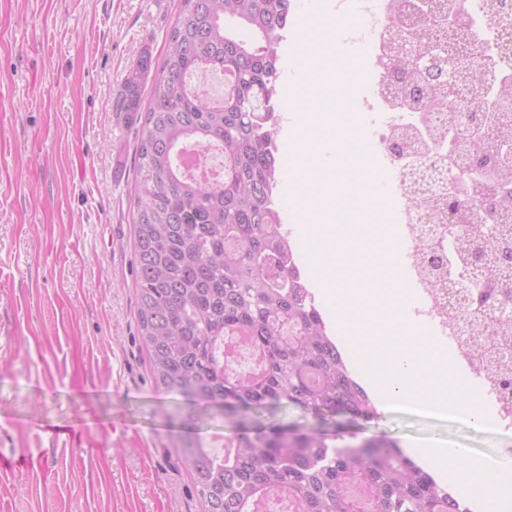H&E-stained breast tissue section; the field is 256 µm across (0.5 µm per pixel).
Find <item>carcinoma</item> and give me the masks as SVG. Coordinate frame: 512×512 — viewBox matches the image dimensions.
I'll return each mask as SVG.
<instances>
[{
  "instance_id": "cac0c4a2",
  "label": "carcinoma",
  "mask_w": 512,
  "mask_h": 512,
  "mask_svg": "<svg viewBox=\"0 0 512 512\" xmlns=\"http://www.w3.org/2000/svg\"><path fill=\"white\" fill-rule=\"evenodd\" d=\"M293 0H181L162 64L143 50L112 103L117 122L137 130L134 250L137 320L158 387L206 410L232 401L246 412L262 403L369 415L374 406L349 374L296 265L275 197L283 32ZM251 33L245 41L230 24ZM224 75L215 104L186 83L194 73ZM416 98L442 89L397 68ZM151 78L148 104L142 86ZM211 147L224 158L210 183L185 173L182 151ZM460 192L474 233L507 239L495 211ZM243 335L264 354L256 378L224 367V337ZM202 512H273L282 493L295 512H361L347 487L362 484L372 512H471L448 487L377 438L339 449L329 434L241 432L217 452L187 436L179 445Z\"/></svg>"
}]
</instances>
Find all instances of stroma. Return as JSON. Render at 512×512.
Returning a JSON list of instances; mask_svg holds the SVG:
<instances>
[{"instance_id": "35a3bbf8", "label": "stroma", "mask_w": 512, "mask_h": 512, "mask_svg": "<svg viewBox=\"0 0 512 512\" xmlns=\"http://www.w3.org/2000/svg\"><path fill=\"white\" fill-rule=\"evenodd\" d=\"M181 0H0V512H200L177 441L223 449L232 419L182 418L137 326L133 128L112 100L154 62ZM253 424L438 444L512 462V430L291 403Z\"/></svg>"}]
</instances>
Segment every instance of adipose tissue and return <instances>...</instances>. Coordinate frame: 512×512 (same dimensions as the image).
<instances>
[{"label": "adipose tissue", "mask_w": 512, "mask_h": 512, "mask_svg": "<svg viewBox=\"0 0 512 512\" xmlns=\"http://www.w3.org/2000/svg\"><path fill=\"white\" fill-rule=\"evenodd\" d=\"M405 454L437 476H452L456 494L470 501L477 512H512L511 467L493 470L462 449L435 445L409 448Z\"/></svg>", "instance_id": "ef3b65f1"}]
</instances>
